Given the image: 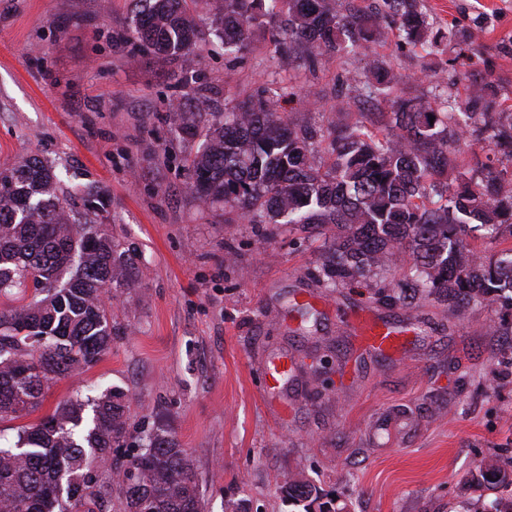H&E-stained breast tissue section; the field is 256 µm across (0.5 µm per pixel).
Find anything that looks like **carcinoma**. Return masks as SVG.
Listing matches in <instances>:
<instances>
[{"mask_svg": "<svg viewBox=\"0 0 512 512\" xmlns=\"http://www.w3.org/2000/svg\"><path fill=\"white\" fill-rule=\"evenodd\" d=\"M145 2L134 20L139 39L167 56L195 45L186 0ZM192 2L209 12L226 55L247 51L253 30L279 13L270 28L277 50L365 48L383 36L384 23L427 54L438 43L420 0L345 9L338 0ZM398 84L395 72L376 64L365 98L388 97ZM277 104L250 95L207 131L192 162V189L207 204L236 208L252 224L332 230L319 269L334 288L365 282L405 257V278L380 284V297L404 300L411 290L451 308L486 301L512 311V178L486 181L465 167V152L481 140L496 142L512 164V113L499 111L490 85L459 107L449 101L437 110L397 96L379 135L298 128ZM323 149L328 164L318 159ZM82 202L97 217L107 211L98 193ZM123 276L112 237L98 221L73 218L43 159L0 170V296L19 302L0 310L1 422L37 412L51 382L101 360L112 343L101 297ZM83 407L76 392L0 447V512H107L98 464L126 437L122 393L103 392L81 434ZM110 472L125 512H203L193 468L173 436H147L140 453L112 461ZM282 491L303 512L324 496L303 478Z\"/></svg>", "mask_w": 512, "mask_h": 512, "instance_id": "obj_1", "label": "carcinoma"}]
</instances>
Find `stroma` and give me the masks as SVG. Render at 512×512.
<instances>
[{
    "mask_svg": "<svg viewBox=\"0 0 512 512\" xmlns=\"http://www.w3.org/2000/svg\"><path fill=\"white\" fill-rule=\"evenodd\" d=\"M420 8L444 34L434 54L387 36L311 67L304 50L275 53L263 27L249 51L225 56L199 6L195 47L165 57L131 36L135 0H0V168L37 156L64 193L100 190L127 269L104 297L110 349L51 385L43 413L78 389L123 393L124 453L149 433L173 435L205 512H297L282 486L298 474L345 512H462L468 479L512 474V336L492 331L500 304L403 306L328 287L316 271L322 238L225 221L191 189L207 128L227 103L264 88L297 125L377 131L390 102H364L346 77L380 64L431 105L445 89L464 102L482 82L512 113V0ZM470 41L480 49L473 80L458 59ZM173 101L185 102V123L173 121ZM302 297L319 311L304 323L289 312ZM336 302L410 327L407 349L357 350ZM287 359L292 373L269 390L268 367Z\"/></svg>",
    "mask_w": 512,
    "mask_h": 512,
    "instance_id": "obj_1",
    "label": "stroma"
}]
</instances>
